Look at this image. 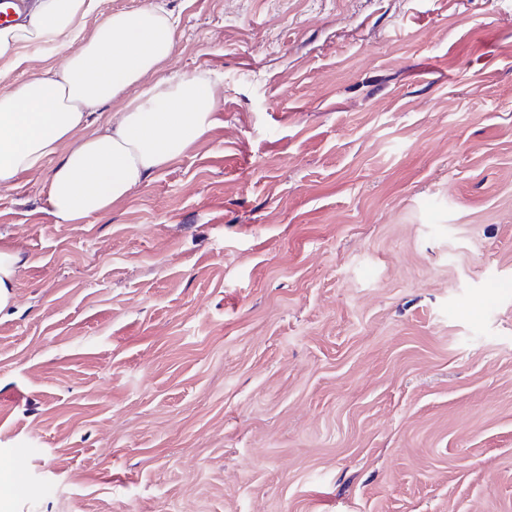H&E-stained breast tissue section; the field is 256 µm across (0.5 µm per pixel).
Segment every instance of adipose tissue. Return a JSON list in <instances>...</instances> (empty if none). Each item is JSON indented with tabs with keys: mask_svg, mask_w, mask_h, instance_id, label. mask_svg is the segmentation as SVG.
I'll return each instance as SVG.
<instances>
[{
	"mask_svg": "<svg viewBox=\"0 0 512 512\" xmlns=\"http://www.w3.org/2000/svg\"><path fill=\"white\" fill-rule=\"evenodd\" d=\"M98 0H31L23 22L0 28V60L17 67L32 52L64 62L26 81L0 70V185L56 157L48 204L61 224L106 211L182 155L212 125L218 107L209 78L165 77L145 84L171 57L177 18L160 0L83 20ZM140 92L133 98L131 87ZM121 101L97 122L99 109Z\"/></svg>",
	"mask_w": 512,
	"mask_h": 512,
	"instance_id": "obj_1",
	"label": "adipose tissue"
}]
</instances>
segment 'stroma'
<instances>
[{"label": "stroma", "mask_w": 512, "mask_h": 512, "mask_svg": "<svg viewBox=\"0 0 512 512\" xmlns=\"http://www.w3.org/2000/svg\"><path fill=\"white\" fill-rule=\"evenodd\" d=\"M165 2L206 136L0 187L7 512H512V0ZM18 258L11 253L0 252V309L8 306L13 296L8 288L14 287L18 270Z\"/></svg>", "instance_id": "stroma-1"}]
</instances>
